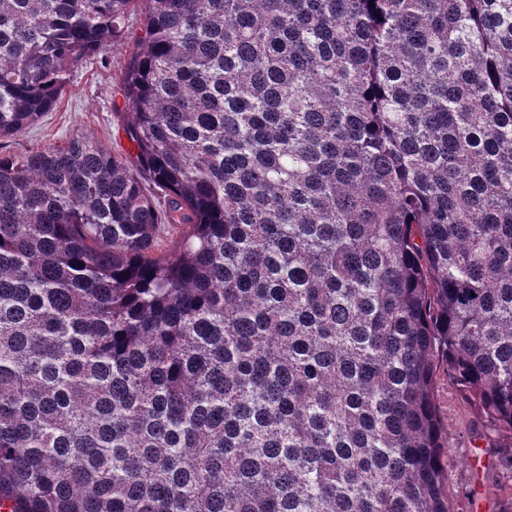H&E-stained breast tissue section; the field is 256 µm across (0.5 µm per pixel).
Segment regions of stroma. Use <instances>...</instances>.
Here are the masks:
<instances>
[{"label":"stroma","mask_w":512,"mask_h":512,"mask_svg":"<svg viewBox=\"0 0 512 512\" xmlns=\"http://www.w3.org/2000/svg\"><path fill=\"white\" fill-rule=\"evenodd\" d=\"M143 34V15L133 10L125 35L78 64L54 108L29 129L0 139V154L22 155L66 145L87 135L115 155L132 154L124 124L131 107L123 71ZM441 421L448 434V486L453 512H512V472L502 467L512 448L487 433L478 412L447 382L437 391ZM480 458L472 467V458Z\"/></svg>","instance_id":"35a3bbf8"}]
</instances>
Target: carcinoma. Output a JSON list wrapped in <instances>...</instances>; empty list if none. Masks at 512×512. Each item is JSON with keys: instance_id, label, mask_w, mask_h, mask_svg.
I'll return each mask as SVG.
<instances>
[{"instance_id": "carcinoma-1", "label": "carcinoma", "mask_w": 512, "mask_h": 512, "mask_svg": "<svg viewBox=\"0 0 512 512\" xmlns=\"http://www.w3.org/2000/svg\"><path fill=\"white\" fill-rule=\"evenodd\" d=\"M136 2L0 0V137ZM145 2L135 155H0V502L451 512L439 374L512 439V0Z\"/></svg>"}]
</instances>
